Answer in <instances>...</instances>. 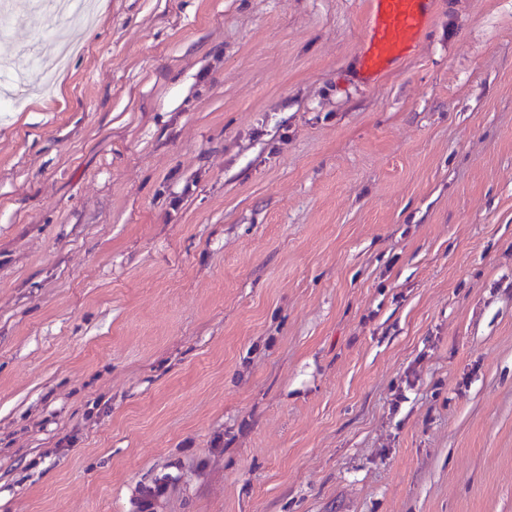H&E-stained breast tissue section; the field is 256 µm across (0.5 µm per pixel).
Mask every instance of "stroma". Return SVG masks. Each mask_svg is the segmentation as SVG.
<instances>
[{
  "label": "stroma",
  "mask_w": 512,
  "mask_h": 512,
  "mask_svg": "<svg viewBox=\"0 0 512 512\" xmlns=\"http://www.w3.org/2000/svg\"><path fill=\"white\" fill-rule=\"evenodd\" d=\"M95 2L0 16V512H512V0ZM373 22L369 30L374 61L405 53L421 30L430 0H372Z\"/></svg>",
  "instance_id": "stroma-1"
}]
</instances>
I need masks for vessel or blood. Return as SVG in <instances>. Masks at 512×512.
<instances>
[{
    "label": "vessel or blood",
    "mask_w": 512,
    "mask_h": 512,
    "mask_svg": "<svg viewBox=\"0 0 512 512\" xmlns=\"http://www.w3.org/2000/svg\"><path fill=\"white\" fill-rule=\"evenodd\" d=\"M430 0H372L369 43L375 60L405 53L421 30Z\"/></svg>",
    "instance_id": "b4317fda"
}]
</instances>
